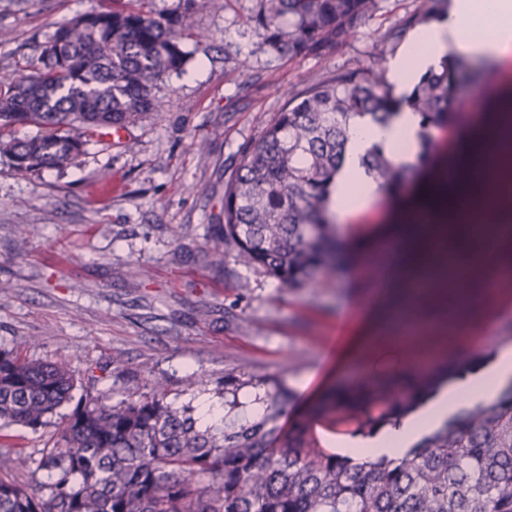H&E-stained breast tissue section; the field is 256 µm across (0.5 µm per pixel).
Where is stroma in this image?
<instances>
[{
  "label": "stroma",
  "mask_w": 512,
  "mask_h": 512,
  "mask_svg": "<svg viewBox=\"0 0 512 512\" xmlns=\"http://www.w3.org/2000/svg\"><path fill=\"white\" fill-rule=\"evenodd\" d=\"M107 3L0 0V79L35 62L37 44L58 26ZM423 3L378 0L346 44L291 57L266 46L253 21L259 0H195L196 36L182 44V70L159 85L161 111L144 114L122 140L90 144L62 170L21 175L0 158V347L36 337L28 357L68 358L79 396H137L162 377L172 399L209 403L228 424L245 421L247 398L278 388L291 394L285 421L310 415L332 388L343 335H354L368 313L389 311L379 280L362 271L357 244L388 234L456 153L439 147L416 160L404 192L375 202L382 220L342 224L351 244L346 268L300 288L242 266L231 251L212 263L224 189L246 147L310 77L369 66L385 35ZM477 89L486 92L485 112L512 100V80L480 65L460 81L457 112L473 115ZM132 266L138 276H127ZM454 302L447 291L418 310L437 356L420 394L512 336V291L493 297L500 318L474 314L452 334L443 318Z\"/></svg>",
  "instance_id": "stroma-1"
}]
</instances>
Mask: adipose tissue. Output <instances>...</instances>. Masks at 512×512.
<instances>
[{"instance_id":"1","label":"adipose tissue","mask_w":512,"mask_h":512,"mask_svg":"<svg viewBox=\"0 0 512 512\" xmlns=\"http://www.w3.org/2000/svg\"><path fill=\"white\" fill-rule=\"evenodd\" d=\"M486 37H478V30ZM512 52V0H453L436 24L411 38V46L389 64V75L399 85L435 66L447 54L479 60L499 59ZM420 119L402 108L386 126L365 118L351 121L346 161L332 187L330 210L340 219L367 208L379 193V185L363 164L373 145H382L401 164L414 162ZM435 229L428 216L413 215L408 240L399 244L384 272V284L397 297H404L413 278L437 279L445 270L430 252ZM512 386V348H497L479 364H463L411 412L370 434L340 441L336 451L355 459L377 456L399 457L430 432L463 410L494 402Z\"/></svg>"}]
</instances>
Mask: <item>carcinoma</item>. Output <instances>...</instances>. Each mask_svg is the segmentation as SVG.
Here are the masks:
<instances>
[{
    "mask_svg": "<svg viewBox=\"0 0 512 512\" xmlns=\"http://www.w3.org/2000/svg\"><path fill=\"white\" fill-rule=\"evenodd\" d=\"M115 2L59 26L30 73L0 80V157L17 172L71 166L90 142L163 107L156 88L186 62L179 38L190 32L189 17L154 16L142 0ZM377 8L378 0H261L256 21L271 50L297 57L345 44ZM443 9L444 0H425L387 41H402ZM470 68V59L451 55L404 97L387 79L382 51L366 68L310 80L265 124L226 185L212 262H224L227 246L240 264L288 288L334 269L328 203L350 120L386 125L405 104L421 118L423 156L431 129L454 119L458 82ZM18 124L39 134L18 139ZM364 164L384 192L407 181L380 145ZM33 345L30 338L0 348V428L60 422L36 466L48 481L20 479L31 459L0 452V512H512V387L401 458L359 461L332 444L336 426L369 411L355 406L338 417L334 394L319 408L328 432L320 439L308 424L282 426L270 406L240 424H203L192 405L167 399L161 379L137 400L89 398L62 414L75 371L65 360L22 356ZM410 397L383 392L381 421Z\"/></svg>",
    "mask_w": 512,
    "mask_h": 512,
    "instance_id": "obj_1",
    "label": "carcinoma"
}]
</instances>
